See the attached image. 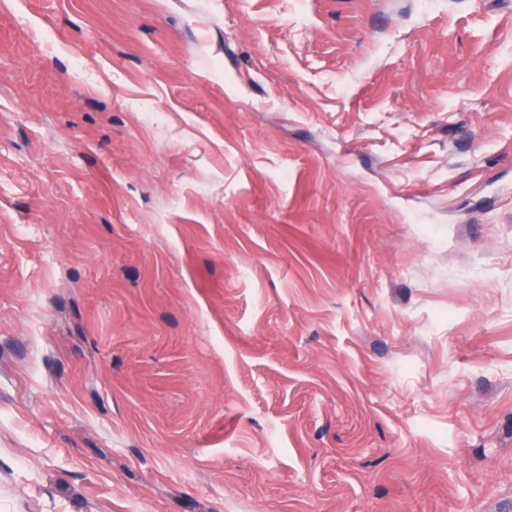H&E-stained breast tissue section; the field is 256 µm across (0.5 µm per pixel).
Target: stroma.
<instances>
[{
  "label": "stroma",
  "mask_w": 512,
  "mask_h": 512,
  "mask_svg": "<svg viewBox=\"0 0 512 512\" xmlns=\"http://www.w3.org/2000/svg\"><path fill=\"white\" fill-rule=\"evenodd\" d=\"M0 512H512V0H0Z\"/></svg>",
  "instance_id": "35a3bbf8"
}]
</instances>
